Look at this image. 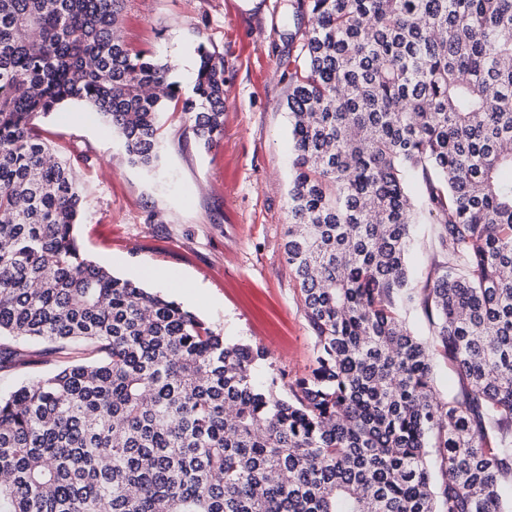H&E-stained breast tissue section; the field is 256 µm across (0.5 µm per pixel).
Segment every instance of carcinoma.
Segmentation results:
<instances>
[{
  "label": "carcinoma",
  "mask_w": 512,
  "mask_h": 512,
  "mask_svg": "<svg viewBox=\"0 0 512 512\" xmlns=\"http://www.w3.org/2000/svg\"><path fill=\"white\" fill-rule=\"evenodd\" d=\"M123 6L0 0V369L32 341L56 362L0 395V512H512V0H295L284 254L315 364L286 398L262 349L74 235L82 187L37 116L80 101L145 167L170 106L224 132V54L199 43L184 98ZM416 224L447 258L423 288ZM434 385L437 392L445 397L457 392L461 386V382L453 367L442 358L436 362L434 369Z\"/></svg>",
  "instance_id": "obj_1"
}]
</instances>
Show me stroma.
Segmentation results:
<instances>
[{
	"label": "stroma",
	"mask_w": 512,
	"mask_h": 512,
	"mask_svg": "<svg viewBox=\"0 0 512 512\" xmlns=\"http://www.w3.org/2000/svg\"><path fill=\"white\" fill-rule=\"evenodd\" d=\"M306 27L291 0H126L125 42L167 61L183 93L198 43L223 52V135L200 147L187 114L162 113L160 160L148 170L81 104L36 121L77 170L87 256L175 300L227 342L265 348L258 379L287 386L309 372L314 339L283 252L291 142L278 59Z\"/></svg>",
	"instance_id": "obj_1"
}]
</instances>
